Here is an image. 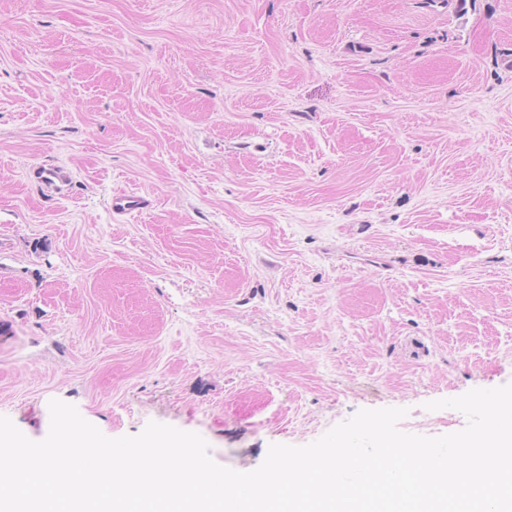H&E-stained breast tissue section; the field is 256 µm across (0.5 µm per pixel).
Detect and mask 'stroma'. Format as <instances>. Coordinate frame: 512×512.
Instances as JSON below:
<instances>
[{"label": "stroma", "instance_id": "obj_1", "mask_svg": "<svg viewBox=\"0 0 512 512\" xmlns=\"http://www.w3.org/2000/svg\"><path fill=\"white\" fill-rule=\"evenodd\" d=\"M508 383L512 0H0V416L29 439L58 399L248 472L362 409L459 431L426 403Z\"/></svg>", "mask_w": 512, "mask_h": 512}]
</instances>
